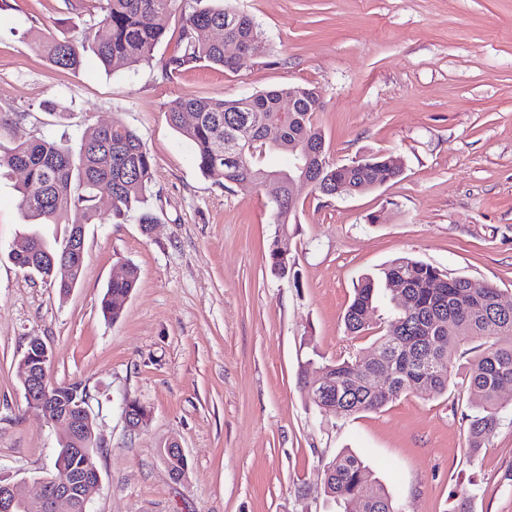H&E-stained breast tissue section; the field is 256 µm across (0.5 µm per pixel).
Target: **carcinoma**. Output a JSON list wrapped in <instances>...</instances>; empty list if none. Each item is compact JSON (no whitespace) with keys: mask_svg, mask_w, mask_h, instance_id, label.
<instances>
[{"mask_svg":"<svg viewBox=\"0 0 512 512\" xmlns=\"http://www.w3.org/2000/svg\"><path fill=\"white\" fill-rule=\"evenodd\" d=\"M101 2L99 25L106 29L105 36L86 32L75 38L50 36L38 41L36 48L53 66L76 70L91 57L114 70L153 60L180 0ZM202 2L194 0L193 6L181 11L179 50L161 64L167 80L201 63L236 72L252 58L251 46L261 39V29L252 16L230 6H204ZM208 28L219 36L199 38V30ZM228 41L237 44V53L226 54ZM319 107L314 87H280L230 100L178 96L165 105L170 125L190 142L195 163L205 176L256 184L280 176V199L273 202L278 232L269 245L271 271L280 277L288 276L295 265L284 250V239L289 225L296 223L299 207L288 187V174L296 172V164L307 166L313 192L327 198L366 192L376 182L400 176L382 156H364L341 166L329 162L324 134L314 122ZM270 128L279 132L274 144L266 140ZM227 139L232 142L228 152L224 151ZM271 152L285 156L287 167L267 169L263 159ZM4 167L25 170L19 206L27 217L40 224L66 225L60 243L52 244L34 232L11 251L15 265L55 283L64 297L77 285L84 263L73 266L68 282L56 281L57 265L70 243L84 236L79 225L99 220L93 204L97 192L103 190L112 197V218L122 219L134 210L143 230L156 222L148 206L153 161L141 137L125 125L88 124L75 144L53 135L20 142L0 151V169ZM137 281L133 265L109 281L101 300L105 316L114 322L120 318V306ZM399 286L408 295L403 305L396 300ZM382 292L389 295L391 318L374 341L372 357L351 356L318 366L309 362L300 373V383L307 384L311 368L323 372L312 395L321 398L326 412L336 417L377 411L418 387L436 395L447 392L459 351L479 340L482 349L468 362L466 371L471 403L477 409L469 418L468 432L469 446L483 447L498 425V390L512 383V307L501 306L500 293L492 285L475 293L464 278H452L421 260L400 256L381 268L378 277H364L354 288L344 317L350 334L359 336L373 329L374 303ZM377 373L389 378L384 391L372 388ZM49 392L60 403L75 394L86 395L79 383L55 385ZM71 447L69 442L59 444L56 472L70 474L86 468L85 457L70 452ZM324 482L343 512H403L355 454H337L326 466Z\"/></svg>","mask_w":512,"mask_h":512,"instance_id":"carcinoma-1","label":"carcinoma"}]
</instances>
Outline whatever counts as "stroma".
<instances>
[{"mask_svg":"<svg viewBox=\"0 0 512 512\" xmlns=\"http://www.w3.org/2000/svg\"><path fill=\"white\" fill-rule=\"evenodd\" d=\"M262 31L238 72L201 65L175 81L161 63L180 18L151 62L105 71L52 66L41 37L95 24L96 0H0V110L17 113L14 142L90 123L135 130L154 159L149 203L135 216L85 227V264L69 295L15 266L30 229L16 185L0 176V480L53 473L61 424L31 407L16 368L31 337L51 353L50 384L88 393L100 444L90 512H337L324 470L360 456L404 512H512V384L487 447L470 452L465 371L448 390L420 388L376 412H320L298 373L308 358L370 355L374 333L349 335L343 316L358 281L412 256L512 303V0H231ZM312 86L329 161L382 154L404 167L375 190L323 198L299 188L296 274L266 261L277 226L263 188L218 183L196 167L167 122L171 99H239ZM135 265L122 316L104 318L107 282ZM149 419L127 428L126 401ZM183 448L188 471L169 475L159 450Z\"/></svg>","mask_w":512,"mask_h":512,"instance_id":"obj_1","label":"stroma"}]
</instances>
